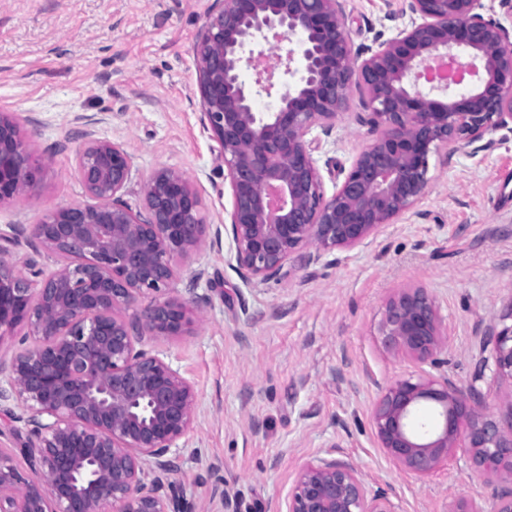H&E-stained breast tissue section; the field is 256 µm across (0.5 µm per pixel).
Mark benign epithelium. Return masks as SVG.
Returning <instances> with one entry per match:
<instances>
[{"instance_id": "obj_1", "label": "benign epithelium", "mask_w": 512, "mask_h": 512, "mask_svg": "<svg viewBox=\"0 0 512 512\" xmlns=\"http://www.w3.org/2000/svg\"><path fill=\"white\" fill-rule=\"evenodd\" d=\"M345 2L213 0L192 47L200 121L229 178L235 260L251 279L279 276L310 247L317 261L362 244L425 196L431 155L512 131V30L483 14V0H408L411 25L365 57L353 50ZM266 32L298 41L267 64L262 90L271 93L278 70L284 89L274 111L258 112L242 72L265 55L257 38ZM436 57L456 63L461 77L427 78ZM423 79L437 93L423 92ZM354 87L373 139L328 196L307 135H331ZM78 167L97 203L51 211L32 230L63 264L36 284L0 263V340L32 341L0 361V401H20L30 426L23 447L0 448V512H193L175 459L196 394L142 341L191 330L186 302L170 294L172 259L206 244L203 200L184 174L163 168L144 183L142 209L129 208L121 195L132 156L119 143L91 142ZM40 172L1 112L0 202L33 190ZM381 335L422 364H436L448 346L423 288L387 302ZM490 341L497 375L512 378V325ZM372 420L406 472L424 479L460 449L474 471L496 477L493 512H512V411H489L476 386L402 380L378 399ZM20 457L34 477L23 476ZM286 512L398 510L388 493L369 491L356 465L318 459L300 467Z\"/></svg>"}]
</instances>
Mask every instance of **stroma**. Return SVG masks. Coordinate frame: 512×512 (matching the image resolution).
Masks as SVG:
<instances>
[{"label": "stroma", "mask_w": 512, "mask_h": 512, "mask_svg": "<svg viewBox=\"0 0 512 512\" xmlns=\"http://www.w3.org/2000/svg\"><path fill=\"white\" fill-rule=\"evenodd\" d=\"M212 0H0V109L15 113L33 160L44 165L28 194L0 205V260L29 263L45 279L61 259L33 237L53 210L91 204L76 155L93 139L133 157L122 197L142 206L141 186L175 169L202 195L207 223L227 222L229 183L218 145L199 121L192 46ZM404 0H347L354 48L409 24ZM352 91L331 136L313 130V157L333 193L371 142ZM431 185L410 212L323 263L289 277L248 281L228 236L172 264L179 294L205 300L191 333L157 340L198 400L180 442L178 479L188 501L229 490L238 512H285L300 465L336 458L357 465L370 489L402 512H448L465 495L491 504L492 488L462 452L420 481L381 448L373 407L385 389L417 378L414 359L386 348L388 299L426 289L448 329L441 372L476 383L491 411L512 409V380L493 367V331L512 323V131L491 145L430 162Z\"/></svg>", "instance_id": "stroma-1"}]
</instances>
